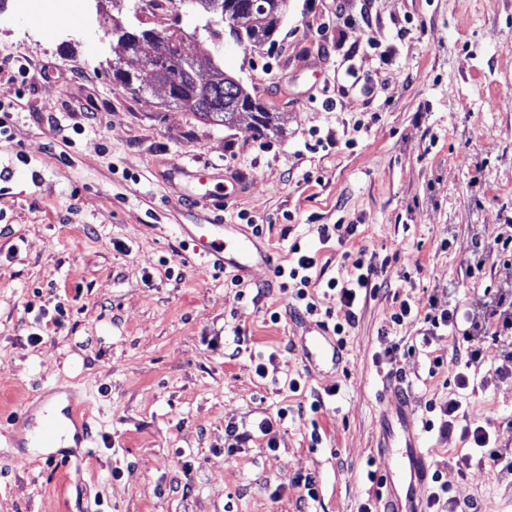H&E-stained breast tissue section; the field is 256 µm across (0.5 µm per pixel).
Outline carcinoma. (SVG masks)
<instances>
[{"label":"carcinoma","instance_id":"obj_1","mask_svg":"<svg viewBox=\"0 0 512 512\" xmlns=\"http://www.w3.org/2000/svg\"><path fill=\"white\" fill-rule=\"evenodd\" d=\"M221 3L228 15L240 11L252 14L250 26L230 29L238 44L250 47L270 39L287 7L286 0H221ZM138 35L141 42L132 43L131 51L152 52L154 81L170 87L168 102L224 127L234 124L240 113L249 112L258 134L279 131L275 113L265 111L239 81L224 75L220 66L211 64L212 78L205 83L197 81L193 59L182 52L183 28L179 14H172L153 28L138 31ZM112 76L126 88L143 90L139 78L123 69L118 61L112 65Z\"/></svg>","mask_w":512,"mask_h":512}]
</instances>
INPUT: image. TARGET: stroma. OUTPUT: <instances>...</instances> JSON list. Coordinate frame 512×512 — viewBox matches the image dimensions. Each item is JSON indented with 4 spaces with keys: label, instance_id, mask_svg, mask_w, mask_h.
<instances>
[{
    "label": "stroma",
    "instance_id": "35a3bbf8",
    "mask_svg": "<svg viewBox=\"0 0 512 512\" xmlns=\"http://www.w3.org/2000/svg\"><path fill=\"white\" fill-rule=\"evenodd\" d=\"M363 1L288 0L271 42L228 37L218 49L194 31L205 15L179 5L199 80L211 77L208 57L240 80L280 117L268 137L249 114L218 126L161 92L120 86L113 61L133 72L141 60L118 55L112 23L151 20L128 0H103L88 24L70 16L50 38L0 5V51L31 66L24 83L0 71V104L12 107L0 160L15 165L0 191V512H358L374 496L368 468L390 466L377 449L386 377L422 420L440 421L460 397L512 451V370L488 357L459 390V337L422 348V321H390L400 298L423 314L451 302L478 319L488 308L466 272L474 246L492 247L512 218V0H367V25ZM215 216L244 233L263 227L270 263L240 285L179 231ZM321 224L357 232L323 244ZM296 242L317 257L311 323L343 317L326 283L351 278L352 255L380 271L340 366L303 360L302 305L273 274ZM49 388L90 410L95 441L64 465L14 444L15 413H38ZM264 418L273 451L254 433ZM231 422L253 437L228 457ZM424 444L429 469L475 512H512V484L494 480L470 442L431 432Z\"/></svg>",
    "mask_w": 512,
    "mask_h": 512
}]
</instances>
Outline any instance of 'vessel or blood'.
<instances>
[{
	"instance_id": "vessel-or-blood-1",
	"label": "vessel or blood",
	"mask_w": 512,
	"mask_h": 512,
	"mask_svg": "<svg viewBox=\"0 0 512 512\" xmlns=\"http://www.w3.org/2000/svg\"><path fill=\"white\" fill-rule=\"evenodd\" d=\"M188 236L196 254L221 272L237 278L243 277L254 263L269 260L252 238L234 233L228 224H195ZM302 354L311 366L319 363L337 366L343 361L341 347L321 328L305 339ZM380 400L384 411L379 448L381 454L392 459L393 467L378 476L376 500L382 503V512H420L421 505L412 488L426 480L424 442L412 416L408 392L400 382L387 379L382 383ZM68 438L77 446L92 442L82 403L72 402L62 411L45 413L31 438L21 439L19 445L57 448Z\"/></svg>"
}]
</instances>
